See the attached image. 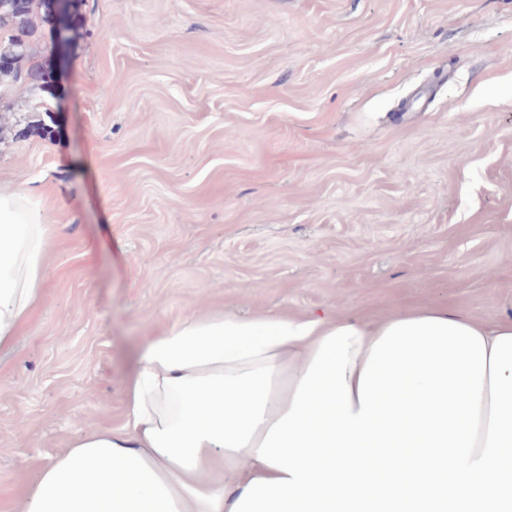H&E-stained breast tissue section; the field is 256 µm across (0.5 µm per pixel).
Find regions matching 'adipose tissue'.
Listing matches in <instances>:
<instances>
[{"label":"adipose tissue","instance_id":"obj_1","mask_svg":"<svg viewBox=\"0 0 512 512\" xmlns=\"http://www.w3.org/2000/svg\"><path fill=\"white\" fill-rule=\"evenodd\" d=\"M42 211L28 189L0 191V347L40 298L51 232ZM404 317L449 319L489 345L512 333V317L488 325L439 306ZM347 325L360 333L346 376L354 389L389 320L189 315L142 346L125 425L75 439L43 467L23 512H230L252 479L280 477L256 451L290 409L323 336Z\"/></svg>","mask_w":512,"mask_h":512}]
</instances>
